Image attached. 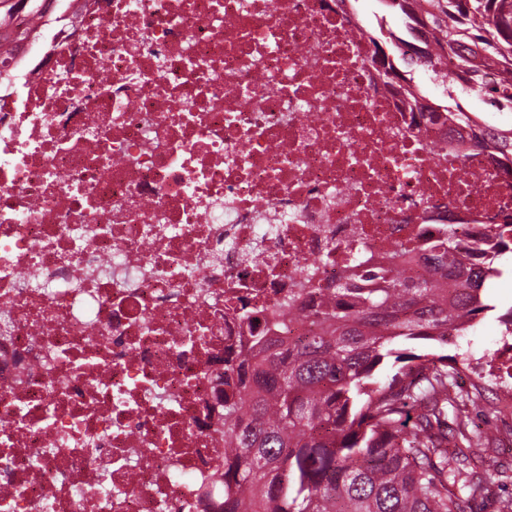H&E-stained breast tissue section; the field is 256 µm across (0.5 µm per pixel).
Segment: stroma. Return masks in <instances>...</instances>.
Wrapping results in <instances>:
<instances>
[{"label":"stroma","mask_w":512,"mask_h":512,"mask_svg":"<svg viewBox=\"0 0 512 512\" xmlns=\"http://www.w3.org/2000/svg\"><path fill=\"white\" fill-rule=\"evenodd\" d=\"M501 268L502 276L484 290L490 312L466 335L450 342L444 352L468 359L470 368L460 378L463 388H470L477 381L483 383L484 395L471 407V417L482 431L496 438L493 452L496 460L512 467V384L500 381L512 362L507 354L512 335H507L501 321L502 315L512 310V254L503 257Z\"/></svg>","instance_id":"stroma-1"}]
</instances>
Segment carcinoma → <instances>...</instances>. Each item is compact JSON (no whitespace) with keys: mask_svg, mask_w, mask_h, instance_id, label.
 I'll return each mask as SVG.
<instances>
[{"mask_svg":"<svg viewBox=\"0 0 512 512\" xmlns=\"http://www.w3.org/2000/svg\"><path fill=\"white\" fill-rule=\"evenodd\" d=\"M408 30L429 29L426 50L388 64L383 85L428 121L471 123L460 104L419 101L407 75L422 68L445 86L512 110V0H382ZM512 178V128L491 133ZM512 251L506 213L487 251L457 247L455 225L428 246L426 274L352 260L321 289L301 336H256L237 375H224L222 512H471L491 482L471 462L492 451L468 430L479 386L458 384L467 359L435 352L492 310L484 283ZM401 364L391 377L379 369Z\"/></svg>","mask_w":512,"mask_h":512,"instance_id":"carcinoma-1","label":"carcinoma"}]
</instances>
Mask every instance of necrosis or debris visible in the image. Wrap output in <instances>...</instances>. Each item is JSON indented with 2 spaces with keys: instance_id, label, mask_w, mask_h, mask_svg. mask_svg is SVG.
I'll list each match as a JSON object with an SVG mask.
<instances>
[{
  "instance_id": "4bbe7bcc",
  "label": "necrosis or debris",
  "mask_w": 512,
  "mask_h": 512,
  "mask_svg": "<svg viewBox=\"0 0 512 512\" xmlns=\"http://www.w3.org/2000/svg\"><path fill=\"white\" fill-rule=\"evenodd\" d=\"M62 3L0 41V512H220L251 337L512 183L334 0Z\"/></svg>"
}]
</instances>
